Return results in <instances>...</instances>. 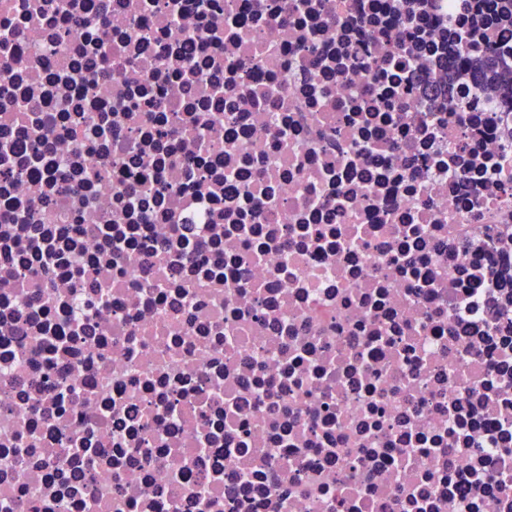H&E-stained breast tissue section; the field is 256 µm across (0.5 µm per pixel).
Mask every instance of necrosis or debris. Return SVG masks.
<instances>
[{"label": "necrosis or debris", "mask_w": 512, "mask_h": 512, "mask_svg": "<svg viewBox=\"0 0 512 512\" xmlns=\"http://www.w3.org/2000/svg\"><path fill=\"white\" fill-rule=\"evenodd\" d=\"M101 1L0 0V512H512V0ZM512 59V36L506 35L499 46L490 54L479 59L469 58L470 68L474 76L486 86H493L498 79V68L504 65V59Z\"/></svg>", "instance_id": "obj_1"}]
</instances>
